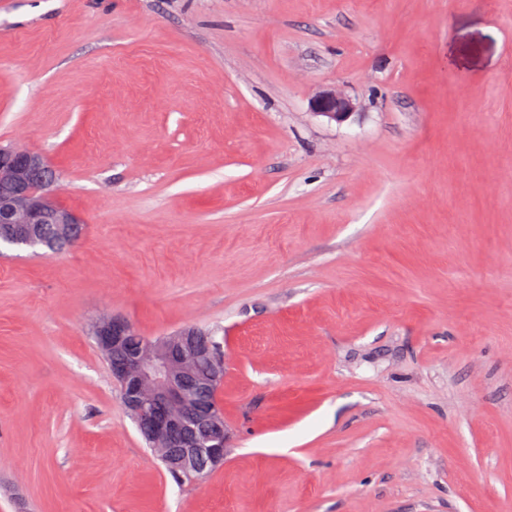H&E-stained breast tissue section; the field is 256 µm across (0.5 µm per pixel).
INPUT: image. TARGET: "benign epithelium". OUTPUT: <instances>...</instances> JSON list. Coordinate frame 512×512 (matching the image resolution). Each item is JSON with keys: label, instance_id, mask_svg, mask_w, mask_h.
Listing matches in <instances>:
<instances>
[{"label": "benign epithelium", "instance_id": "benign-epithelium-1", "mask_svg": "<svg viewBox=\"0 0 512 512\" xmlns=\"http://www.w3.org/2000/svg\"><path fill=\"white\" fill-rule=\"evenodd\" d=\"M357 108L342 89L331 86L310 100L314 114L342 122ZM56 174L39 153L0 146V246L38 248L43 225L59 244L73 246L84 232L82 219L55 199ZM102 353L112 355V379L138 431L178 476L194 478L205 468L224 463L230 434L224 411L195 402L184 381L206 369L204 386L224 380V353L198 341L200 332L187 326L156 339L144 337L131 348L136 329L127 319L103 316L92 327ZM178 448L180 452L173 453Z\"/></svg>", "mask_w": 512, "mask_h": 512}]
</instances>
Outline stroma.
I'll return each mask as SVG.
<instances>
[{
	"label": "stroma",
	"mask_w": 512,
	"mask_h": 512,
	"mask_svg": "<svg viewBox=\"0 0 512 512\" xmlns=\"http://www.w3.org/2000/svg\"><path fill=\"white\" fill-rule=\"evenodd\" d=\"M0 145L85 221L0 248V512H512V0H0ZM104 314L223 336L205 478ZM357 108L356 103L342 89L331 86L317 92L310 100L314 114L329 121L342 122Z\"/></svg>",
	"instance_id": "obj_1"
}]
</instances>
